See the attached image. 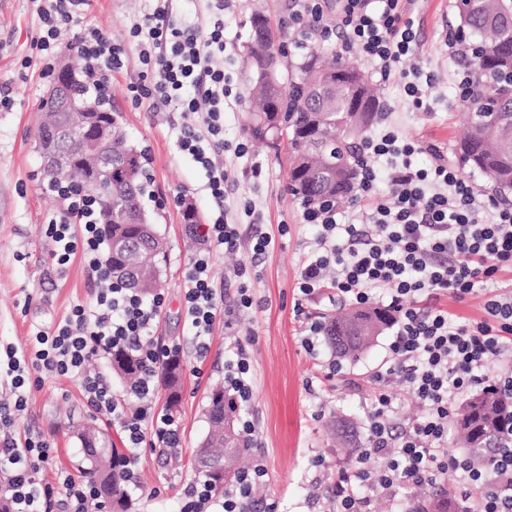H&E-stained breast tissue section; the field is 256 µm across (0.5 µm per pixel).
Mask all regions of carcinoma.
Wrapping results in <instances>:
<instances>
[{"label":"carcinoma","mask_w":512,"mask_h":512,"mask_svg":"<svg viewBox=\"0 0 512 512\" xmlns=\"http://www.w3.org/2000/svg\"><path fill=\"white\" fill-rule=\"evenodd\" d=\"M450 30L456 56L465 68L464 92L458 96L467 112V128L455 146L459 165L483 177L495 191H512V0H471L456 6ZM246 72L249 88L259 101L246 118V129L258 140L286 130L289 145V184L292 195L314 206L336 201L358 188L356 139L373 121L377 99L364 81L336 56V50L314 49L297 63L268 57L265 43L251 33ZM146 154L128 137H112V223L104 225L107 246L124 242L125 252L105 254L112 278L145 296L160 287V264L167 242L154 224H140L147 215ZM392 322L381 308L353 309L326 317L325 341L340 358H354ZM112 368L125 380L136 376L135 361L112 354ZM166 408L180 402L179 362L162 370ZM236 400L219 388L211 393L208 431L202 442L213 468L198 467L216 491L232 483L241 471L242 438ZM461 443L471 460L488 466L502 449L512 446V393L481 391L461 405L455 416ZM87 467L84 474L95 486L108 485L112 512H126V457L121 448L100 441H81ZM405 512H467L464 502L447 493L430 491L409 503Z\"/></svg>","instance_id":"cac0c4a2"}]
</instances>
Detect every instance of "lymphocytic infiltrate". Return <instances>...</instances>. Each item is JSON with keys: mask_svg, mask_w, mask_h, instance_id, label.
I'll return each instance as SVG.
<instances>
[{"mask_svg": "<svg viewBox=\"0 0 512 512\" xmlns=\"http://www.w3.org/2000/svg\"><path fill=\"white\" fill-rule=\"evenodd\" d=\"M85 0H41L36 13L42 50L55 46L64 28H77L74 46L91 71L87 92L95 98L108 93L113 72L125 64V49L102 30L82 26L78 8ZM338 17L326 15L320 0H298L292 24L311 17L321 37L343 47L358 48L379 63L381 80H389L404 58L414 55L418 40L405 0H337ZM143 71L130 84L135 101L151 107L175 104L184 119L177 141L206 175V189L223 205L232 180L224 168V101L231 94L222 68L213 64L224 52V24L205 33L178 25L168 6L157 7L129 31ZM363 153L390 160L388 193L372 192L377 174L362 167V199L370 211L366 224L342 223L338 207L307 209L305 223L317 229L316 247L302 266L298 291L309 297L331 290L359 305L385 290V304L394 314L389 345L391 364L376 373L379 382L399 377L422 405L421 420L395 430L391 412L394 396L380 391L368 417L369 442L356 466L336 479L338 512H365L369 499L396 494L437 482L454 470L464 477L465 491L477 496L469 512H512V458L477 469L468 457L449 454L444 442L452 418V398L490 387L512 389V370L493 373L490 360L512 347V290L490 296L482 319L460 320L440 307L422 308L423 294H451L465 299L477 283L495 278L512 266V206H488L477 187L459 177L447 161L417 167L419 143L400 139L395 130L365 138ZM47 191L60 203L45 226L53 242L50 257L65 266L82 257L96 286L94 296L73 306L53 331L37 332L26 351L6 348L0 370L10 380L8 402L0 404V498L10 512H50L56 489H64L71 512H87L93 497L89 484L67 470L55 472L54 483L40 474L49 464L50 446L42 436L18 437L14 426L25 411L28 394L40 374L73 377L94 412L121 418L129 452L142 444L177 448L181 430L175 417L157 406L163 364L179 349L152 336L164 303L163 294L144 300L133 289L113 280L101 261L105 244L98 206L73 192L66 179L48 183ZM237 225L224 213L213 215L207 228L210 251L197 254L184 285L187 327L196 339L198 355L206 342L220 304L209 275L214 251L234 248ZM122 349L134 356L140 373L115 393L98 375L85 372L94 357ZM267 471L254 460L238 478L235 489L216 498L203 483L185 487L180 512H250L255 487Z\"/></svg>", "mask_w": 512, "mask_h": 512, "instance_id": "lymphocytic-infiltrate-1", "label": "lymphocytic infiltrate"}]
</instances>
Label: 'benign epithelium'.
<instances>
[{"label":"benign epithelium","mask_w":512,"mask_h":512,"mask_svg":"<svg viewBox=\"0 0 512 512\" xmlns=\"http://www.w3.org/2000/svg\"><path fill=\"white\" fill-rule=\"evenodd\" d=\"M75 80L76 68L67 62L47 92L42 149L48 170L65 176L80 162L93 174V181L80 184V189L104 192L112 175V122L103 120L97 104L72 96Z\"/></svg>","instance_id":"benign-epithelium-1"}]
</instances>
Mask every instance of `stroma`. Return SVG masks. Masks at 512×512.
Listing matches in <instances>:
<instances>
[{"instance_id": "stroma-1", "label": "stroma", "mask_w": 512, "mask_h": 512, "mask_svg": "<svg viewBox=\"0 0 512 512\" xmlns=\"http://www.w3.org/2000/svg\"><path fill=\"white\" fill-rule=\"evenodd\" d=\"M173 15L182 25L209 29L224 23L226 49L222 63L235 100L224 108V167L233 179L225 201L229 221L238 224L236 249L214 252L211 279L223 298L229 321H216L208 338L205 358L196 355L182 309V289L195 253L208 242H193L183 221V203L199 206L203 223L216 209L204 189L201 166L180 153V114L155 110L132 102L127 87L141 71L138 52L128 48L123 70L112 76V101L124 115L127 137L148 154L152 199L145 207L167 241L161 266L165 304L153 336L180 349L182 398L176 417L182 446L174 451L141 449L136 464L137 487L130 491L128 512H178L184 487L197 476L196 456L207 430L204 411L213 385L223 382L231 345H245L253 364V396L241 407L255 433L248 459H262L267 480L254 491L261 503L277 502L278 512H336L335 485L339 471L351 467L356 456L336 439L333 424L346 418L357 427V441L366 444L367 418L372 409L373 373L389 356L388 333H381L358 359L343 360L341 373L326 378L325 366L336 354L327 344L308 353L301 339L305 328L321 314L340 306L321 295L300 300L298 281L315 237L305 224L303 207L287 191L288 142L277 138L260 145L245 129L249 107L248 84L242 59L250 36L249 15L260 9L271 17L289 15L294 0H224L217 11L213 0H173ZM151 0H87L81 5L84 25L125 41L132 25L149 12ZM418 47L402 66L431 77L425 109L413 107L398 82H381L376 62L358 49L343 50L344 60L359 66L377 88L380 101L392 111V123L401 138L436 146L445 157L464 124L456 100L457 65L444 48L450 24L456 20L455 0H408ZM37 17L31 0H0V91L9 92L11 108L0 109V348L27 349L38 331L53 330L73 305L89 300L93 281L81 259L66 266L52 263L51 243L43 225L58 207L42 187L41 158L35 146L41 107L52 77L41 74L42 53L37 44ZM244 142L249 154L236 158L231 148ZM273 238L270 249L252 261L248 249L254 236ZM247 265L245 278L233 270ZM254 290L248 313L233 314L240 284ZM93 422L117 447H125L121 419L92 411L76 379L45 376L29 396L26 410L16 420L15 432L42 435L50 445L52 465L42 477L50 481L55 469L80 476L83 465L77 432Z\"/></svg>"}]
</instances>
